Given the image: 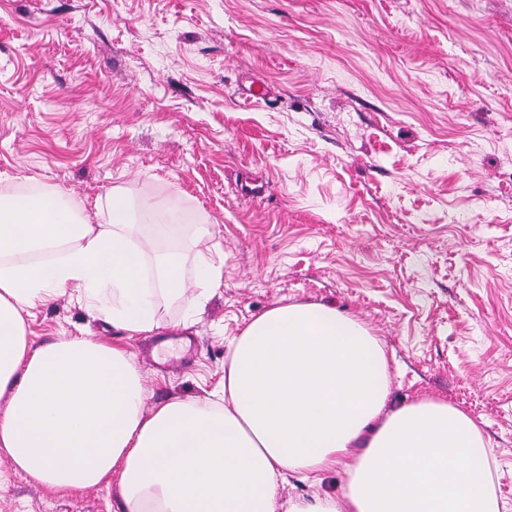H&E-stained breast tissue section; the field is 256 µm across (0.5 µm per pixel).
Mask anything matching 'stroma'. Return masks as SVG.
<instances>
[{"instance_id": "35a3bbf8", "label": "stroma", "mask_w": 512, "mask_h": 512, "mask_svg": "<svg viewBox=\"0 0 512 512\" xmlns=\"http://www.w3.org/2000/svg\"><path fill=\"white\" fill-rule=\"evenodd\" d=\"M273 94L239 98L251 82ZM112 188L213 226L223 278L163 308L152 357L61 297L32 347L132 351L147 405L206 400L228 340L280 305L335 303L393 353L390 401L445 400L492 444L512 507V0H0V190ZM0 512H121L0 451Z\"/></svg>"}]
</instances>
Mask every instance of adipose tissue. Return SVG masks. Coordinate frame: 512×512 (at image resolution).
Returning a JSON list of instances; mask_svg holds the SVG:
<instances>
[{
    "label": "adipose tissue",
    "mask_w": 512,
    "mask_h": 512,
    "mask_svg": "<svg viewBox=\"0 0 512 512\" xmlns=\"http://www.w3.org/2000/svg\"><path fill=\"white\" fill-rule=\"evenodd\" d=\"M113 189L99 220L59 192H0V448L54 490L113 485L124 512H506L491 444L445 401L390 403V359L325 302L273 307L229 344L219 401L144 406L135 355L86 336L31 348L25 316L69 294L128 335L186 293L178 226ZM188 249L221 283L207 216ZM341 470L340 495L281 501L284 473Z\"/></svg>",
    "instance_id": "ef3b65f1"
}]
</instances>
